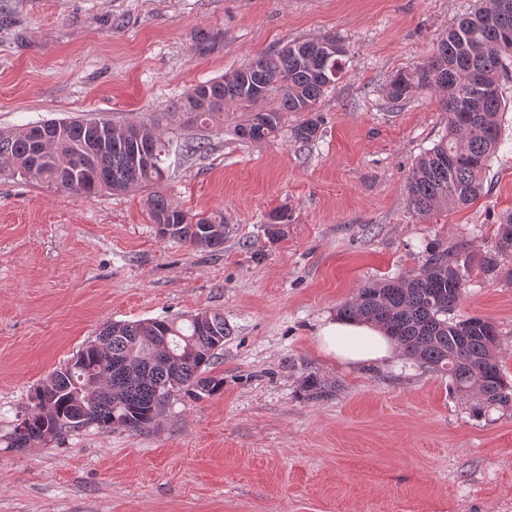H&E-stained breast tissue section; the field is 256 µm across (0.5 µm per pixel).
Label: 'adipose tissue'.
Returning a JSON list of instances; mask_svg holds the SVG:
<instances>
[{
  "label": "adipose tissue",
  "mask_w": 512,
  "mask_h": 512,
  "mask_svg": "<svg viewBox=\"0 0 512 512\" xmlns=\"http://www.w3.org/2000/svg\"><path fill=\"white\" fill-rule=\"evenodd\" d=\"M320 350L328 357L350 365L383 363L394 347L379 328L341 318L324 321L317 332Z\"/></svg>",
  "instance_id": "obj_1"
}]
</instances>
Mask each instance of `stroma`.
Returning <instances> with one entry per match:
<instances>
[{"label":"stroma","instance_id":"35a3bbf8","mask_svg":"<svg viewBox=\"0 0 512 512\" xmlns=\"http://www.w3.org/2000/svg\"><path fill=\"white\" fill-rule=\"evenodd\" d=\"M476 0H0V130L80 116L158 125L160 191L223 218V249L160 237L149 189L77 195L0 174V512H512V408L475 398L403 353L348 366L319 350L324 320L366 282L418 270L427 244L462 249L461 316L489 320L512 380V283L478 262L512 213V79L503 143L470 204H408L413 165L448 134L439 94L386 87L430 58ZM349 53L318 104L315 141L288 112L260 141L178 109L192 86L293 40ZM186 139L204 153L180 155ZM286 213L277 237L273 212ZM223 314L209 369L221 394L175 393L134 435L84 428L46 447L3 440L33 389L112 322ZM332 393L311 398L304 376Z\"/></svg>","mask_w":512,"mask_h":512}]
</instances>
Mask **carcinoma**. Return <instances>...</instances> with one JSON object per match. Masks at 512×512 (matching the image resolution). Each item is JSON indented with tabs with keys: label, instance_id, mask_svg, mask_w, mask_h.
Returning <instances> with one entry per match:
<instances>
[{
	"label": "carcinoma",
	"instance_id": "obj_1",
	"mask_svg": "<svg viewBox=\"0 0 512 512\" xmlns=\"http://www.w3.org/2000/svg\"><path fill=\"white\" fill-rule=\"evenodd\" d=\"M334 35L288 43L224 76L193 86L181 101L192 122L218 123L224 104L250 111L238 128L243 139L261 140L275 132L285 112H313L325 89L340 79L347 52ZM512 77V12L497 10V0L448 28L434 55L411 73H400L387 98L404 100L425 88L443 97L448 136L416 162L406 181L412 209L427 216L441 208L468 204L481 194L483 180L501 140V82ZM277 95L276 104L252 106ZM319 117L294 130L301 143L312 141ZM167 147L158 128L147 122L117 127L104 120L48 121L15 132H0V173L51 183L85 196L122 193L153 185L165 173ZM158 234L196 249H221L224 219L200 217L156 192L148 200ZM512 215L498 225L496 241L479 262L491 281L512 282ZM469 284L459 254L443 243L425 247L417 272L369 282L339 308L346 319L383 328L403 353L432 372L448 375L452 389L472 395L477 411L512 405V382L497 354L498 332L484 318L455 317ZM229 329L224 316L200 311L185 323L166 319L113 322L95 341L53 370L30 395L31 408L6 437L8 448L46 446L63 434L89 426L91 415L102 430L122 427L137 434L158 420L172 394L223 392L224 378L207 374ZM312 398L330 394L315 375L302 381Z\"/></svg>",
	"mask_w": 512,
	"mask_h": 512
}]
</instances>
